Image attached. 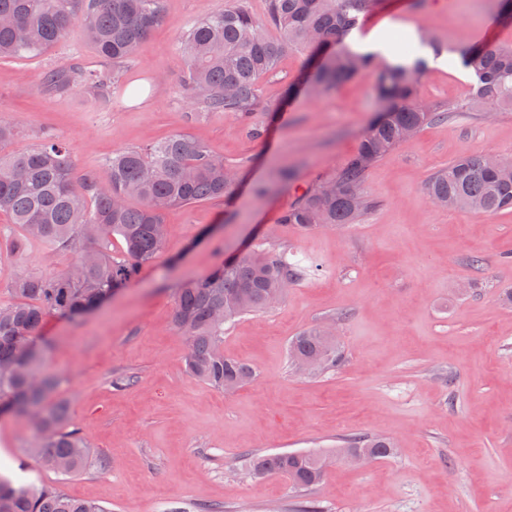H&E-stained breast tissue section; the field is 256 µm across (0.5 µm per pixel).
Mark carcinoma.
<instances>
[{"instance_id": "carcinoma-1", "label": "carcinoma", "mask_w": 512, "mask_h": 512, "mask_svg": "<svg viewBox=\"0 0 512 512\" xmlns=\"http://www.w3.org/2000/svg\"><path fill=\"white\" fill-rule=\"evenodd\" d=\"M164 0H0V59L37 56L79 24L99 56L116 66L132 57L164 20ZM374 0H266L265 21L251 15L245 0L198 21L182 49L186 69L181 86L202 112L230 113L248 124L272 106L259 93L261 79L294 49L305 56L301 75L288 86V98L327 93L372 68L373 54L355 50L347 38L358 29ZM278 31L270 37L265 27ZM442 46L424 34L404 44L396 60L375 68L376 88L384 107L361 135L358 151L334 175L307 188L280 221L309 229L322 224L353 223L368 209L363 190L368 170L439 113L421 102L418 77ZM461 64L475 79L473 103L512 107V48L470 45L458 50ZM117 70L68 67L46 72L42 87L62 94L75 84L101 102L112 99ZM235 192L234 176L224 159L199 140L173 135L140 148L112 154L110 176L101 183L76 175L67 144L47 138L34 149L0 157V209L8 211L18 233L0 241L15 254L41 242L71 256L57 273L17 272L8 288L14 301L0 305V408L13 414L42 412L32 453L38 463L65 478L93 463L91 446L72 423L67 402L56 397L59 380L43 369L41 330L51 316L79 317L101 306L113 293L137 279L163 246L164 214L173 207L222 199ZM425 198L456 210L496 214L512 211V173L491 167L482 153H466L434 173ZM121 252L112 253V238ZM306 267L283 253L256 247L222 261L178 290L174 323L187 340L188 371L207 384L231 390L251 381L245 361L224 355V324L269 310L299 281ZM293 360L319 357L323 367L340 360L338 347L317 328L290 343ZM392 443L357 436L345 450L385 458ZM254 476L279 475L297 492L324 477L319 455L283 452L252 460ZM0 512H112L97 502L76 499L61 485L15 483L0 475Z\"/></svg>"}]
</instances>
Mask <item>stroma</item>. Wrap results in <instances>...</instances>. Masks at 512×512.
Instances as JSON below:
<instances>
[{"instance_id": "obj_1", "label": "stroma", "mask_w": 512, "mask_h": 512, "mask_svg": "<svg viewBox=\"0 0 512 512\" xmlns=\"http://www.w3.org/2000/svg\"><path fill=\"white\" fill-rule=\"evenodd\" d=\"M233 2L164 0L163 23L121 64L108 104L82 85L62 95L41 87L53 68H106L80 28L44 54L0 60V118L17 128L4 154L49 134L70 147L77 175L103 181L113 152L187 133L237 179L232 204L171 209L162 250L109 302L44 325V365L59 377L58 396L97 466L59 480L30 454L33 422L0 415V473L61 483L69 496L112 512H298L306 501L318 512H512V303L503 298L512 291V211L448 210L423 195L431 175L462 154L512 160V108L470 105L472 78L456 56L479 42L512 46V24L496 17L493 0H376L352 45L367 50L372 32L393 44L435 35L448 50L429 61L417 90L424 103L455 110L371 168L365 192L373 205L358 221L303 231L279 216L357 151L380 107L374 76L289 101L285 92L305 63L293 51L260 82L277 108L256 115L262 137H250L234 116L197 111L180 84V44L200 19ZM288 167L291 185L256 195V185ZM248 244L316 269L276 308L225 325V355L248 362L255 377L224 391L187 371L175 298L183 280ZM69 261L38 242L21 256L1 248L0 304L13 300L4 275L50 273ZM329 325L342 361L296 371L291 337ZM358 434L389 439L393 455L336 462L302 493L250 471L254 455L331 456Z\"/></svg>"}]
</instances>
